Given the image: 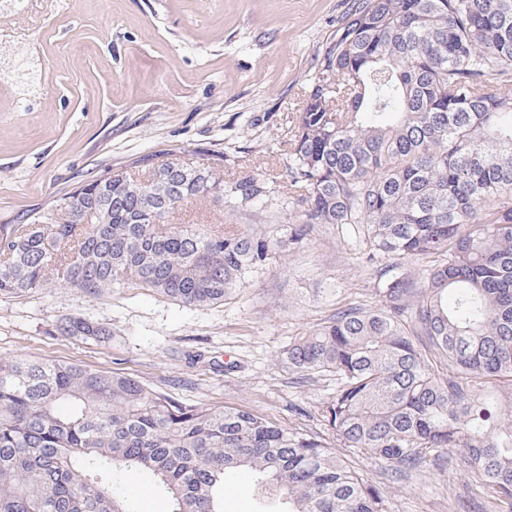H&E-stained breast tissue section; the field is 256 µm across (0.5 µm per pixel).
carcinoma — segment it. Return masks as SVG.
I'll use <instances>...</instances> for the list:
<instances>
[{"mask_svg":"<svg viewBox=\"0 0 512 512\" xmlns=\"http://www.w3.org/2000/svg\"><path fill=\"white\" fill-rule=\"evenodd\" d=\"M203 200H279L298 220L271 235L175 222ZM322 225L396 260L376 307H341L282 352L308 379L335 377L326 430L410 470L461 448L512 509V0H352L296 113L288 191L208 164L116 170L0 227V294L137 288L206 307ZM59 330L110 336L85 317ZM128 469L151 473L171 512H223L233 470L286 512H386L317 434L78 363L0 360V512H128Z\"/></svg>","mask_w":512,"mask_h":512,"instance_id":"cac0c4a2","label":"carcinoma"}]
</instances>
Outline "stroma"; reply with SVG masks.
Instances as JSON below:
<instances>
[{"instance_id":"1","label":"stroma","mask_w":512,"mask_h":512,"mask_svg":"<svg viewBox=\"0 0 512 512\" xmlns=\"http://www.w3.org/2000/svg\"><path fill=\"white\" fill-rule=\"evenodd\" d=\"M351 0H16L0 14V65L27 60L36 85L0 82V225L25 224L56 199L118 169L218 163L225 181L288 178L293 127L323 51ZM189 205L181 223H195ZM218 224L275 233L292 207H208ZM388 260L317 227L226 301L193 307L133 288L89 299L69 288L0 295V358L76 362L137 378L178 401L264 414L324 434L333 378H300L282 360L348 303L376 306ZM83 316L104 343L60 335ZM349 460L388 494L387 512H466L486 500L461 463L392 474Z\"/></svg>"}]
</instances>
